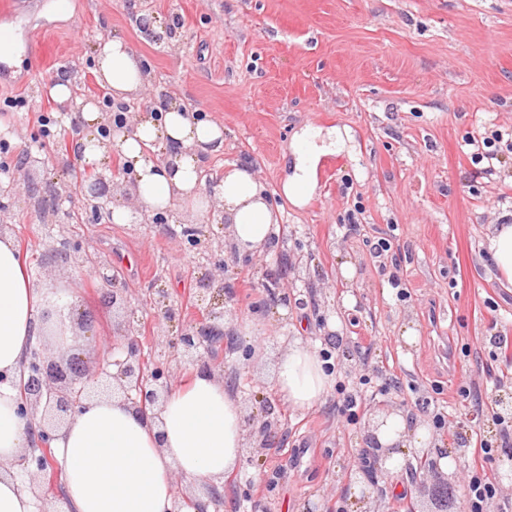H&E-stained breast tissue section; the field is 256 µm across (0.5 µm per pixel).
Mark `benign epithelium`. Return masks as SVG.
Returning a JSON list of instances; mask_svg holds the SVG:
<instances>
[{
	"mask_svg": "<svg viewBox=\"0 0 512 512\" xmlns=\"http://www.w3.org/2000/svg\"><path fill=\"white\" fill-rule=\"evenodd\" d=\"M133 182L117 169L100 171L96 166H88L83 176L74 184L61 186L56 197L71 203L80 200L91 207L94 214L100 208L111 210L112 199L118 192L130 201V207L137 216L154 224H167L174 210L157 211L152 214L136 205L132 192ZM182 239L186 247L205 248L208 254L210 270L204 280V290L208 293L224 291V261L217 257L223 251L224 243L213 244L202 240L203 225L188 224L183 228ZM157 295V313L153 321L158 332H163L164 325L181 319V309L171 301L168 289H155ZM199 308L200 319L197 322L182 324L180 334L169 339L171 347L180 351L181 361L188 364L202 362L200 347L216 337L226 335L223 329L229 311L224 303L206 300ZM103 358L98 372L90 375L82 372L80 364L72 357L59 354L48 355L35 351L27 363V379L24 393L19 399L16 414L31 431L33 441L29 453L24 457L25 472L32 489L45 487L47 473L60 474L54 457L43 456L50 448L55 432L83 407L85 400L100 395L120 394L136 411L159 405L171 393L178 367L157 364L153 369L145 365L139 329L128 324L124 330L112 336L98 338ZM391 413L389 409L375 411L367 420L366 443L370 445L375 457L383 461L390 454V449L379 445L373 430L380 425L379 418ZM272 422L265 420L248 434L246 448L243 449L247 461L263 454L272 447L270 433ZM434 476V483L428 487V495L438 506L436 512H460L461 505L455 494L454 475L443 472L433 466L429 468ZM224 503V493L217 486L210 484L206 496L200 498L180 495L174 501L171 512H181L186 504L196 507V512H208L209 506L218 507Z\"/></svg>",
	"mask_w": 512,
	"mask_h": 512,
	"instance_id": "obj_1",
	"label": "benign epithelium"
}]
</instances>
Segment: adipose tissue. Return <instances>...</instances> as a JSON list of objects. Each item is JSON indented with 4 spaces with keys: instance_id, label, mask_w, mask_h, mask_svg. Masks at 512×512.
<instances>
[{
    "instance_id": "obj_1",
    "label": "adipose tissue",
    "mask_w": 512,
    "mask_h": 512,
    "mask_svg": "<svg viewBox=\"0 0 512 512\" xmlns=\"http://www.w3.org/2000/svg\"><path fill=\"white\" fill-rule=\"evenodd\" d=\"M96 56V78L113 102L138 97L152 82L143 59L123 39L101 41ZM50 95L71 109L80 127L77 140L84 162L97 165L107 153L118 154L137 184L136 202L143 209L162 210L182 201L202 217L216 201L228 222L226 235L239 253L273 252L280 232L277 215L250 164H226L211 197L200 196L208 158L224 149L221 123L194 119L174 101L140 112L133 129L115 132L104 149L97 136L108 113L88 102L72 110L66 82L57 83ZM352 141L345 127L307 125L296 131L293 165L281 184L282 194L295 205L305 204L315 192L321 157L352 153ZM483 251L500 279L512 285V224L493 225ZM45 295L33 284L13 237L0 232V373L19 376L31 346L45 335ZM335 386V375L326 372L315 347L299 339L287 345L274 379L284 404L313 408ZM17 401L14 387L0 385V512H37L34 491L23 488L11 470L30 440L16 415ZM377 437L385 447L400 444V452L386 462L396 475L404 465L403 449L422 447L430 434L396 411ZM53 446L63 470L65 512H171L176 476L219 485L240 468L246 446L243 406L221 377L199 370L145 417L119 398L86 401Z\"/></svg>"
}]
</instances>
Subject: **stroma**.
<instances>
[{"instance_id": "1", "label": "stroma", "mask_w": 512, "mask_h": 512, "mask_svg": "<svg viewBox=\"0 0 512 512\" xmlns=\"http://www.w3.org/2000/svg\"><path fill=\"white\" fill-rule=\"evenodd\" d=\"M0 33L23 47L22 62H0V101L28 99L25 111L0 108L10 136L0 169L15 173L36 156L28 177L40 188L69 182L81 170L76 154H60L42 135L38 117L66 120L50 96L54 79L73 69L75 96L96 97V47L127 40L153 70V88L177 95L188 108L224 125V152L207 162L213 175L227 163L251 162L278 208L287 252L242 262L232 247L223 258L230 290L224 305L239 321L254 323V339L235 333L231 345L205 348L211 371L245 398V416L274 406L276 447L243 463L240 481L225 483L237 512H361L369 494L374 512H406V494L420 473L399 478L366 453L365 419L342 422L337 396L307 411L280 403L273 391L287 339L331 350L336 376L370 384L363 408L397 405L409 422L431 419L437 402L445 425L440 448H454L469 463L480 440L495 441L500 427L495 397L512 380V362L498 358L494 337L512 338V289L502 288L483 260L492 225L512 222V153L502 152L489 173H479L464 144L483 127L512 131V0H17L0 12ZM348 127L355 157L331 154L317 171L318 188L302 207L281 192L291 164L294 131L306 124ZM178 223L116 224L87 213L70 220L60 207L52 234L25 188L9 203L7 230L26 256L40 288L71 290V342L87 372L98 368L95 336L123 328L129 302L148 363L176 362L150 314L152 286H165L182 304L183 320L196 316L194 299L206 267L180 243L181 221L192 213L177 204ZM391 238L397 265L380 266L371 244ZM80 246L96 267H74L47 254L50 240ZM295 261L288 285L304 305L278 314L269 282L282 258ZM355 263L352 280L339 266ZM410 293L398 300L391 276ZM117 300H108L109 292ZM356 303L343 305L344 294ZM340 316L342 348L326 338L322 316ZM415 329L413 341L402 326ZM480 386L481 400L463 402L459 390ZM354 460L365 474L345 486L341 473Z\"/></svg>"}]
</instances>
